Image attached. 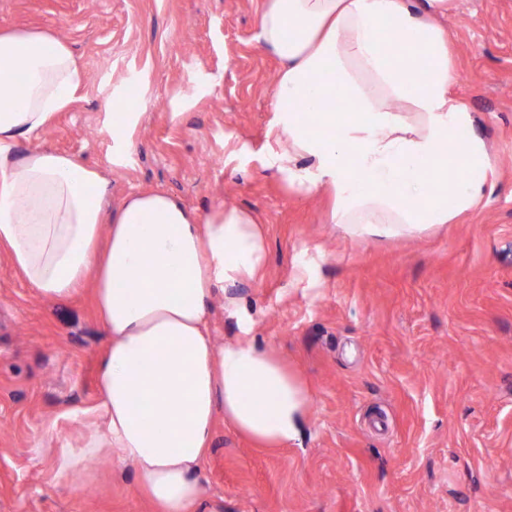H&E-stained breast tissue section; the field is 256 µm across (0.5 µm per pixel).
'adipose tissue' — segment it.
Masks as SVG:
<instances>
[{"label": "adipose tissue", "instance_id": "ef3b65f1", "mask_svg": "<svg viewBox=\"0 0 512 512\" xmlns=\"http://www.w3.org/2000/svg\"><path fill=\"white\" fill-rule=\"evenodd\" d=\"M455 0H261L260 39L280 61L270 165L298 194L329 193L330 221L353 238L418 235L484 197L489 146L449 96L455 70L442 25ZM67 44L0 31V250L44 298L91 282L106 344L96 372L99 423L60 465L113 457L160 512H221L203 465L217 417L257 444L297 442L310 406L299 374L246 339L216 344L214 306L248 315L229 288L261 277L256 216L200 214L164 191L114 209L99 170L20 140L76 98Z\"/></svg>", "mask_w": 512, "mask_h": 512}]
</instances>
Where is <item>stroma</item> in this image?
Listing matches in <instances>:
<instances>
[{
  "instance_id": "stroma-1",
  "label": "stroma",
  "mask_w": 512,
  "mask_h": 512,
  "mask_svg": "<svg viewBox=\"0 0 512 512\" xmlns=\"http://www.w3.org/2000/svg\"><path fill=\"white\" fill-rule=\"evenodd\" d=\"M257 5L0 0V29L53 33L83 74L32 144L108 174L113 199L163 190L263 225V277L237 287L252 322L217 308L212 334L280 354L311 408L285 448L217 419L208 496L224 512H512V0H456L443 20L451 95L492 149L484 198L456 223L379 240L346 236L328 195H298L269 167L278 61ZM125 101L138 120L120 153L106 129ZM105 341L90 286L40 297L0 254V512H156L112 460L57 467L61 444L94 428Z\"/></svg>"
}]
</instances>
